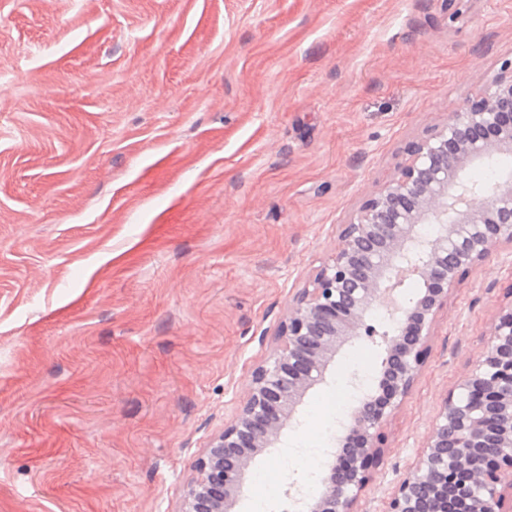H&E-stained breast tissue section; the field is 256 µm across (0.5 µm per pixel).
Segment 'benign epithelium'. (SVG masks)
<instances>
[{
	"label": "benign epithelium",
	"mask_w": 512,
	"mask_h": 512,
	"mask_svg": "<svg viewBox=\"0 0 512 512\" xmlns=\"http://www.w3.org/2000/svg\"><path fill=\"white\" fill-rule=\"evenodd\" d=\"M511 154L508 59L476 97L411 145L398 176L342 225L341 248L294 295L277 348L196 461L178 512H233L255 457L276 446L330 362L361 338L367 314L384 308L395 335L384 338L377 387L357 371L348 376L358 405L328 452L324 490L312 500L295 483L284 492L294 512H358V492L382 453L376 430L410 392L460 272L512 245V176L487 188L465 178L470 164ZM424 224L434 232H422ZM411 277L423 289L400 304L392 295ZM460 389L466 398L445 397L387 512H512V302L499 306L487 350Z\"/></svg>",
	"instance_id": "7a95c632"
}]
</instances>
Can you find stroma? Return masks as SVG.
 I'll return each mask as SVG.
<instances>
[{"instance_id": "1", "label": "stroma", "mask_w": 512, "mask_h": 512, "mask_svg": "<svg viewBox=\"0 0 512 512\" xmlns=\"http://www.w3.org/2000/svg\"><path fill=\"white\" fill-rule=\"evenodd\" d=\"M0 0V512H178L341 224L512 58V0ZM512 301V246L448 296L358 512H385ZM298 406L264 512L319 484Z\"/></svg>"}]
</instances>
